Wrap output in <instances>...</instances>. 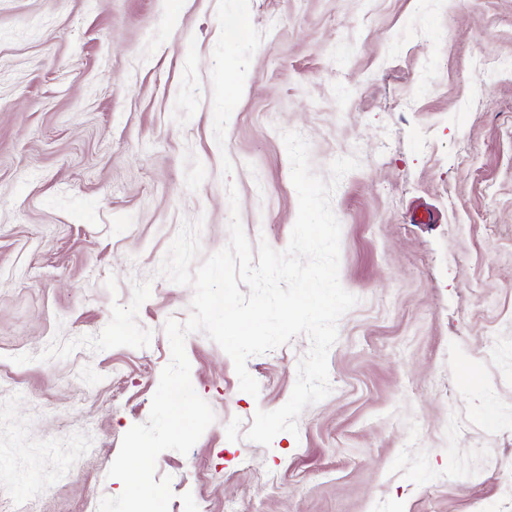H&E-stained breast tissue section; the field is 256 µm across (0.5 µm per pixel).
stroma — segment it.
<instances>
[{"instance_id":"1","label":"stroma","mask_w":512,"mask_h":512,"mask_svg":"<svg viewBox=\"0 0 512 512\" xmlns=\"http://www.w3.org/2000/svg\"><path fill=\"white\" fill-rule=\"evenodd\" d=\"M217 0H0V512H98L193 290L155 271L183 221L285 249L298 212L282 132L327 175L339 279L358 304L331 393L264 447L300 335L249 359L203 333L190 378L216 420L162 452L169 512H512V0H250L262 39L224 145ZM234 171L224 179L222 156ZM435 212L432 224L413 219Z\"/></svg>"}]
</instances>
